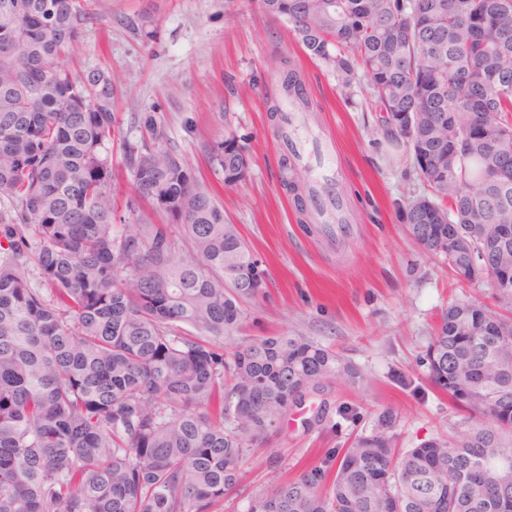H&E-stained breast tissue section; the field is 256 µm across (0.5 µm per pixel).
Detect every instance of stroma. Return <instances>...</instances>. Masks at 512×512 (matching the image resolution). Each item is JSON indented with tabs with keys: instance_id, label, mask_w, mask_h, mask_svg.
Wrapping results in <instances>:
<instances>
[{
	"instance_id": "obj_1",
	"label": "stroma",
	"mask_w": 512,
	"mask_h": 512,
	"mask_svg": "<svg viewBox=\"0 0 512 512\" xmlns=\"http://www.w3.org/2000/svg\"><path fill=\"white\" fill-rule=\"evenodd\" d=\"M99 19L82 31L64 63L73 73H107L122 139L140 140L154 115L163 143L186 156L229 223L261 260L266 286L242 305L233 343L261 336H305L358 369L307 397L276 433L246 455L245 476L216 512H246L252 495L293 479L325 452L371 431L383 408L399 417V449L476 423L449 403L421 363L450 300L475 295L458 285L443 256L410 237L400 209L423 194L403 148L372 139L375 115L361 93L346 95L329 65L307 57L283 22L255 0H97ZM139 29H132L130 21ZM289 58L303 73L316 109L290 112L288 130L305 143L300 164L315 174L311 138L336 146L333 180L347 188L346 221L297 223L281 184L280 142L267 112L271 63ZM236 136L247 150L244 182L225 187L207 145ZM411 379L415 388L403 386Z\"/></svg>"
}]
</instances>
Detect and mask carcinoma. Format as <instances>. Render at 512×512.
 <instances>
[{
    "label": "carcinoma",
    "mask_w": 512,
    "mask_h": 512,
    "mask_svg": "<svg viewBox=\"0 0 512 512\" xmlns=\"http://www.w3.org/2000/svg\"><path fill=\"white\" fill-rule=\"evenodd\" d=\"M95 2L0 0V512H213L248 447L325 381L359 374L305 336L224 346L265 288L247 283L260 260L151 115L146 140L122 142L133 193L112 223L115 90L61 63ZM258 2L339 87L365 85L372 133L406 144L427 187L402 223L458 275V225L501 224L512 207V0ZM276 76L288 93L275 87L268 112L314 111L291 61ZM281 138L280 183L305 224L316 191L298 192L299 153ZM206 158L232 187L246 154L232 136ZM438 211L448 223H431ZM479 283L489 295L448 304L426 351L430 382L475 427L400 455L384 409L246 512H512L498 508L512 479L469 491L512 471V283L492 265Z\"/></svg>",
    "instance_id": "obj_1"
}]
</instances>
